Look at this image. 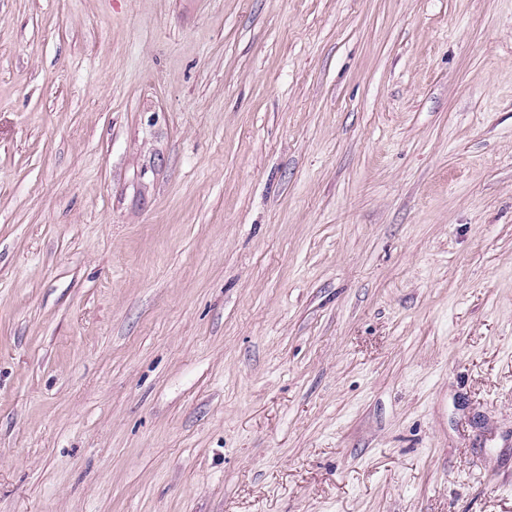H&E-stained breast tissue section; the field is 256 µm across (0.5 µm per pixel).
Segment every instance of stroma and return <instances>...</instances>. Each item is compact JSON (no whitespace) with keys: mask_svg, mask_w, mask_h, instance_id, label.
<instances>
[{"mask_svg":"<svg viewBox=\"0 0 512 512\" xmlns=\"http://www.w3.org/2000/svg\"><path fill=\"white\" fill-rule=\"evenodd\" d=\"M0 512H512V0H0Z\"/></svg>","mask_w":512,"mask_h":512,"instance_id":"stroma-1","label":"stroma"}]
</instances>
